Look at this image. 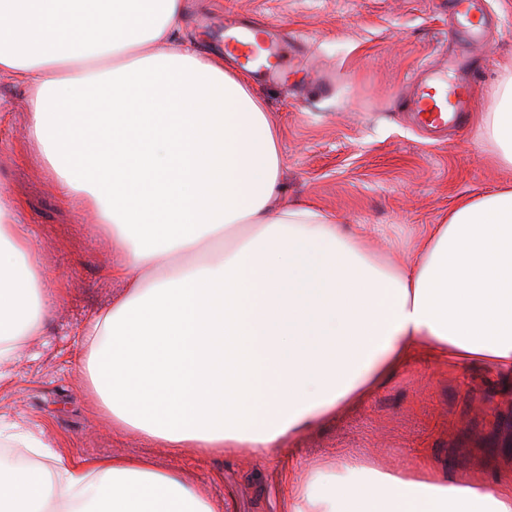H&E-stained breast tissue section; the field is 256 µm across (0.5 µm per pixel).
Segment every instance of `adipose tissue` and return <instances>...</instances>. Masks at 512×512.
I'll return each instance as SVG.
<instances>
[{"mask_svg": "<svg viewBox=\"0 0 512 512\" xmlns=\"http://www.w3.org/2000/svg\"><path fill=\"white\" fill-rule=\"evenodd\" d=\"M183 0H0V73L31 84L27 134L60 196L106 224L122 288L79 331L95 407L179 454L262 459L363 404L411 362L512 387V68L479 147L494 192L372 251L307 203L279 204L280 137L246 79L183 37ZM52 315L34 243L0 193V384ZM0 456V512H222L147 457ZM286 512H512V477L347 459L291 481Z\"/></svg>", "mask_w": 512, "mask_h": 512, "instance_id": "adipose-tissue-1", "label": "adipose tissue"}]
</instances>
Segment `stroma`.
<instances>
[{
    "label": "stroma",
    "mask_w": 512,
    "mask_h": 512,
    "mask_svg": "<svg viewBox=\"0 0 512 512\" xmlns=\"http://www.w3.org/2000/svg\"><path fill=\"white\" fill-rule=\"evenodd\" d=\"M480 42L448 39V0H188L185 36L224 52L226 26L276 25L296 46L294 66L272 60L249 76L280 135L283 196L310 202L341 224H368L374 245L406 244L438 223L457 197L492 192L499 173L475 144L476 123L440 140L416 122L404 89L411 75L468 82L476 112L512 64V0H479ZM28 86L0 74V192L17 205L40 261L44 288L63 287L57 316L25 345L0 385V421L45 433L57 453L148 455L192 472L223 512H284L286 480L347 457L381 468L429 461L477 482L512 474V391L487 375L415 361L362 407L263 460L172 455L119 430L93 409L78 369L76 328L117 293L106 277L121 255L77 205L52 188L25 130Z\"/></svg>",
    "instance_id": "stroma-1"
}]
</instances>
